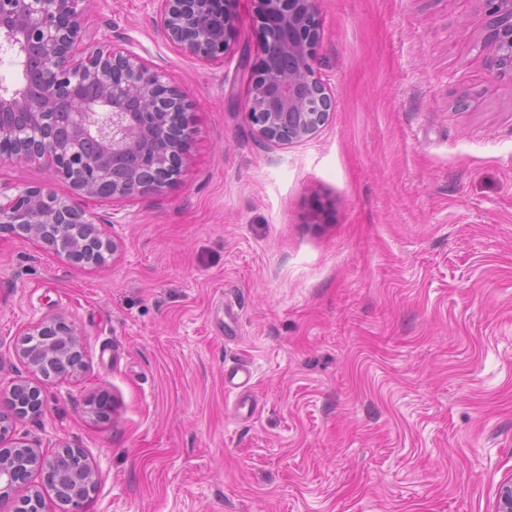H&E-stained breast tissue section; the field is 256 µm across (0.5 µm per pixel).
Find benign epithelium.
Returning a JSON list of instances; mask_svg holds the SVG:
<instances>
[{
    "label": "benign epithelium",
    "instance_id": "7a95c632",
    "mask_svg": "<svg viewBox=\"0 0 512 512\" xmlns=\"http://www.w3.org/2000/svg\"><path fill=\"white\" fill-rule=\"evenodd\" d=\"M80 0H0V51L21 68L15 87L0 86V158L44 159L81 195L112 197L156 191L173 183L189 146L188 102L175 80L114 45L78 51L86 26ZM164 31L181 51L202 61L231 49L234 0H159ZM261 57L247 68L246 117L262 141L286 145L311 138L331 110L316 76V0H252ZM486 15L488 67L512 79V0H481ZM27 115L25 131L8 120ZM41 242L76 264L98 265L110 249L86 212L53 192L27 188L0 195V235ZM27 336H46L40 353L19 354L35 373L52 363L54 376L84 367L80 336L61 317L42 320ZM56 460L23 441L0 449V496L26 485L36 469L51 473ZM98 480L90 466L77 477L60 471L59 499L80 512ZM497 512H512V478L498 491Z\"/></svg>",
    "mask_w": 512,
    "mask_h": 512
}]
</instances>
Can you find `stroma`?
I'll use <instances>...</instances> for the list:
<instances>
[{
	"mask_svg": "<svg viewBox=\"0 0 512 512\" xmlns=\"http://www.w3.org/2000/svg\"><path fill=\"white\" fill-rule=\"evenodd\" d=\"M84 44L171 75L190 151L161 190L86 198L44 161L0 159V188H51L118 249L77 265L0 238V408L13 438L98 472L84 512H496L512 478V80L486 68L480 0H317L315 69L333 110L273 146L247 121L251 0L203 62L157 0H84ZM49 315L85 366L19 357ZM253 372V415L224 376ZM106 393L114 411L94 417Z\"/></svg>",
	"mask_w": 512,
	"mask_h": 512,
	"instance_id": "obj_1",
	"label": "stroma"
}]
</instances>
